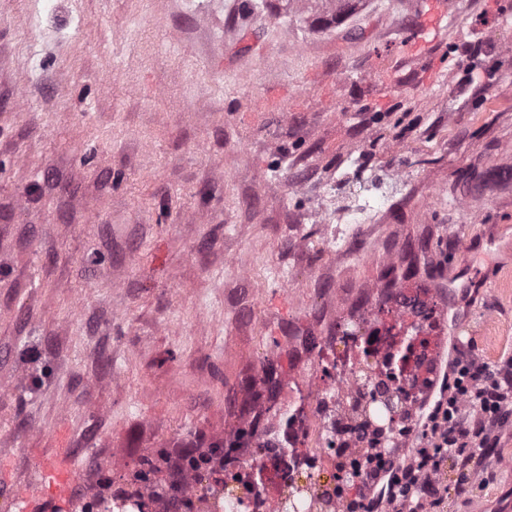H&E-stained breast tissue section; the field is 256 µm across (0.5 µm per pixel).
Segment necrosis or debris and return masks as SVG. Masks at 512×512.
Masks as SVG:
<instances>
[{
    "label": "necrosis or debris",
    "instance_id": "obj_1",
    "mask_svg": "<svg viewBox=\"0 0 512 512\" xmlns=\"http://www.w3.org/2000/svg\"><path fill=\"white\" fill-rule=\"evenodd\" d=\"M441 296L440 289L421 283L400 284L340 321L331 340L303 337L321 374L279 386L266 407L263 433L241 421L226 438L219 479L189 468L181 489L162 497L150 476L133 485L119 512H138L143 504L150 512H200L205 499L219 512H283L295 492L303 512H312L322 491L336 485L335 455L351 457L359 444L350 409L354 397L370 406L367 420L388 451L409 446L408 420L390 413L378 391L385 384L399 389L409 412L435 391L448 331Z\"/></svg>",
    "mask_w": 512,
    "mask_h": 512
}]
</instances>
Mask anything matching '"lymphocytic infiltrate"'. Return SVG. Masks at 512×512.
I'll return each mask as SVG.
<instances>
[{
	"instance_id": "obj_1",
	"label": "lymphocytic infiltrate",
	"mask_w": 512,
	"mask_h": 512,
	"mask_svg": "<svg viewBox=\"0 0 512 512\" xmlns=\"http://www.w3.org/2000/svg\"><path fill=\"white\" fill-rule=\"evenodd\" d=\"M418 444L406 455L368 447L360 490L344 512H442L449 492L465 494L473 460L497 447L512 423V355L488 362L469 347H455L439 391L423 402ZM457 473L454 482L446 469Z\"/></svg>"
}]
</instances>
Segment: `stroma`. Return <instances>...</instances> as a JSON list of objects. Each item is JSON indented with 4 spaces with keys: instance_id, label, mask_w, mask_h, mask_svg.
Returning <instances> with one entry per match:
<instances>
[{
    "instance_id": "obj_1",
    "label": "stroma",
    "mask_w": 512,
    "mask_h": 512,
    "mask_svg": "<svg viewBox=\"0 0 512 512\" xmlns=\"http://www.w3.org/2000/svg\"><path fill=\"white\" fill-rule=\"evenodd\" d=\"M256 2L0 0V512L57 448L93 485L263 426L259 365L310 373L393 265L489 272L460 342L512 352V0ZM479 467L444 512L512 504V427ZM387 200L383 202L359 204L346 213L347 224H336L332 229L331 244L336 245V251L345 250L349 241L359 231V228L366 225L371 217V213L384 207Z\"/></svg>"
}]
</instances>
